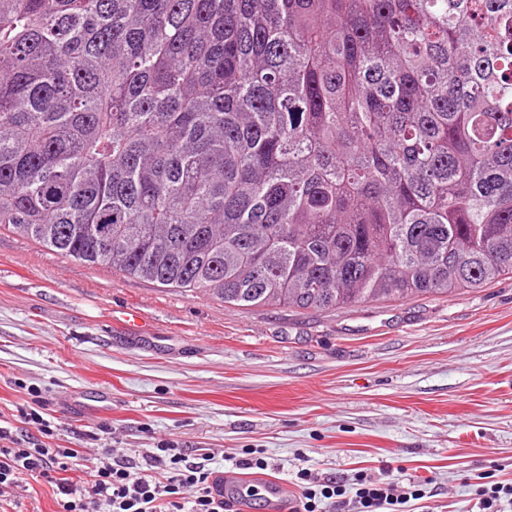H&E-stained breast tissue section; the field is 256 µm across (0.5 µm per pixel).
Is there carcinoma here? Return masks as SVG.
<instances>
[{
  "label": "carcinoma",
  "instance_id": "cac0c4a2",
  "mask_svg": "<svg viewBox=\"0 0 512 512\" xmlns=\"http://www.w3.org/2000/svg\"><path fill=\"white\" fill-rule=\"evenodd\" d=\"M0 229L245 309L512 274V0H0Z\"/></svg>",
  "mask_w": 512,
  "mask_h": 512
}]
</instances>
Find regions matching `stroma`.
I'll use <instances>...</instances> for the list:
<instances>
[{
	"label": "stroma",
	"mask_w": 512,
	"mask_h": 512,
	"mask_svg": "<svg viewBox=\"0 0 512 512\" xmlns=\"http://www.w3.org/2000/svg\"><path fill=\"white\" fill-rule=\"evenodd\" d=\"M34 389L47 445L78 451L73 478L99 443L141 466L172 440L219 471L263 452L268 469L238 481L285 494L274 508L251 498L249 512H289L302 457L341 484L400 465L424 490L404 512H475L476 476L512 484V275L450 297L241 309L2 229L0 416Z\"/></svg>",
	"instance_id": "stroma-1"
}]
</instances>
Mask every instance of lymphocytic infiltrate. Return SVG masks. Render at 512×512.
I'll list each match as a JSON object with an SVG mask.
<instances>
[{"label": "lymphocytic infiltrate", "mask_w": 512, "mask_h": 512, "mask_svg": "<svg viewBox=\"0 0 512 512\" xmlns=\"http://www.w3.org/2000/svg\"><path fill=\"white\" fill-rule=\"evenodd\" d=\"M31 424L35 434L19 432ZM48 421L30 406L19 408L17 421L0 423V498L17 496L24 477L43 479L57 496V512H224L215 490L217 472L201 462L189 461L183 449L166 442L147 449L153 472H138L133 461L115 448L102 449L79 481L67 478L72 448H50ZM303 512H343L346 493H353L354 512H396L399 477L385 468L381 477L359 474L353 490L321 481L310 468L298 467Z\"/></svg>", "instance_id": "1"}]
</instances>
